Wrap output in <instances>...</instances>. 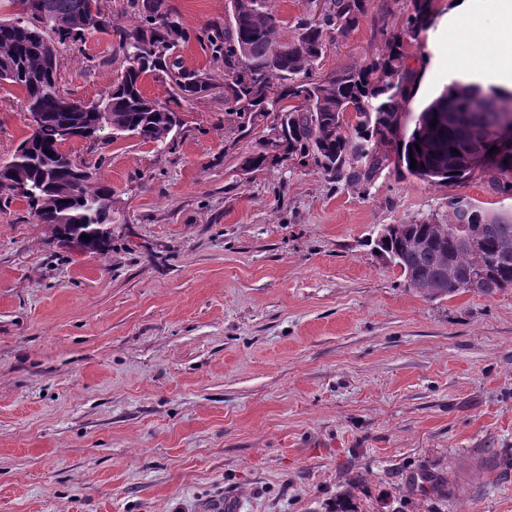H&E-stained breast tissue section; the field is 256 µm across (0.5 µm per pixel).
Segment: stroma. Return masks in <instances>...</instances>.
<instances>
[{
  "label": "stroma",
  "instance_id": "obj_1",
  "mask_svg": "<svg viewBox=\"0 0 512 512\" xmlns=\"http://www.w3.org/2000/svg\"><path fill=\"white\" fill-rule=\"evenodd\" d=\"M453 0L405 52L406 127L465 70L447 56ZM228 0H170L192 38L177 54L212 86L178 99L173 149L65 146L112 188L108 254L54 240L24 199L0 205V512H512V289L431 300L374 251L379 228L462 195L512 212L480 175L431 184L387 167L332 181L268 149L256 117L230 133L224 71L197 37ZM94 32L59 56L60 86L104 96L123 56ZM371 19L329 45L342 69L383 48ZM24 94L0 84V159L29 134ZM448 480L439 496L422 473Z\"/></svg>",
  "mask_w": 512,
  "mask_h": 512
}]
</instances>
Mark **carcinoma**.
Wrapping results in <instances>:
<instances>
[{"mask_svg":"<svg viewBox=\"0 0 512 512\" xmlns=\"http://www.w3.org/2000/svg\"><path fill=\"white\" fill-rule=\"evenodd\" d=\"M19 12L0 20V82L19 86L25 111L41 121L0 168V191L23 198L40 224L55 239L81 251L104 255L112 241V188L95 179L88 167L62 150L58 126L69 122L75 136L95 138L100 113H108L112 133L144 144L167 147L183 126L169 102L144 95L146 74L164 67L169 79L187 96L207 90L210 74L181 66L174 50L189 34L174 18L165 0H126L121 13L138 23L114 27L109 0H16ZM371 0H324L318 16L297 21L293 40L279 39L280 20L272 0H228L224 23L206 34L211 61L224 67V111L236 129H246L252 115L287 113L281 133L270 145L279 154H258L244 168L258 170L288 159L322 171L331 180L369 182L393 163L419 179L463 182L474 172L452 165L469 154L474 142L493 150L485 163L488 183L512 194V143L493 134L502 108L478 102L475 84L454 83L427 104L410 131L387 124L400 112L399 101L412 97L415 72L406 65V38L416 39L430 23L432 0H411L402 28L389 27L388 11L370 15ZM373 17L374 34L387 43L359 63L325 75L312 65L325 51L326 38H346L361 20ZM116 30L124 64L106 94L96 102L70 100L59 87V54L66 45L92 32ZM448 101L461 112L472 108L482 116L469 125L441 121L437 112ZM355 116L349 125L347 115ZM437 121L431 125V121ZM459 154L452 155V150ZM416 167H410L411 160ZM435 217L415 219L381 236L376 246L413 290L431 299L456 295L451 280L483 279L480 294L512 288V213L487 210L470 199L448 197V222L439 230ZM482 238L479 258L460 241L464 233ZM90 240H82V236ZM425 246L413 251L411 239Z\"/></svg>","mask_w":512,"mask_h":512,"instance_id":"carcinoma-1","label":"carcinoma"}]
</instances>
